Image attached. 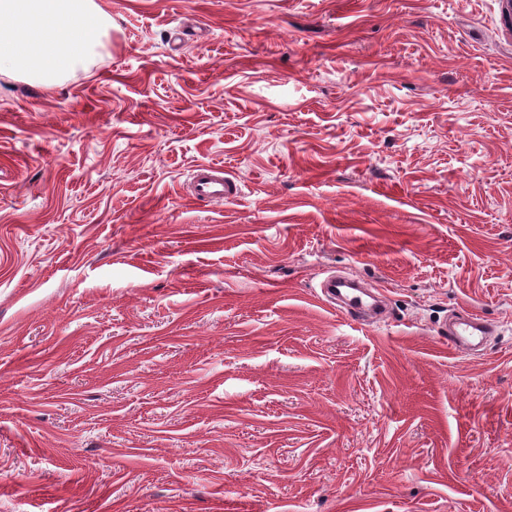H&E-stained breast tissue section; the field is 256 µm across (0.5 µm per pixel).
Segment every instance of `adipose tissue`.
<instances>
[{
  "label": "adipose tissue",
  "instance_id": "ef3b65f1",
  "mask_svg": "<svg viewBox=\"0 0 512 512\" xmlns=\"http://www.w3.org/2000/svg\"><path fill=\"white\" fill-rule=\"evenodd\" d=\"M111 25L97 0H0V74L49 84L87 68Z\"/></svg>",
  "mask_w": 512,
  "mask_h": 512
}]
</instances>
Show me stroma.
Here are the masks:
<instances>
[{"label": "stroma", "mask_w": 512, "mask_h": 512, "mask_svg": "<svg viewBox=\"0 0 512 512\" xmlns=\"http://www.w3.org/2000/svg\"><path fill=\"white\" fill-rule=\"evenodd\" d=\"M98 2L0 75V512H512L505 0ZM187 190L192 199L219 204L235 197L239 187L233 179L224 176L221 166L202 164L193 170ZM495 326L473 311H465L450 325L444 322L438 334L448 338V344L458 352H468L472 346L483 345Z\"/></svg>", "instance_id": "35a3bbf8"}]
</instances>
